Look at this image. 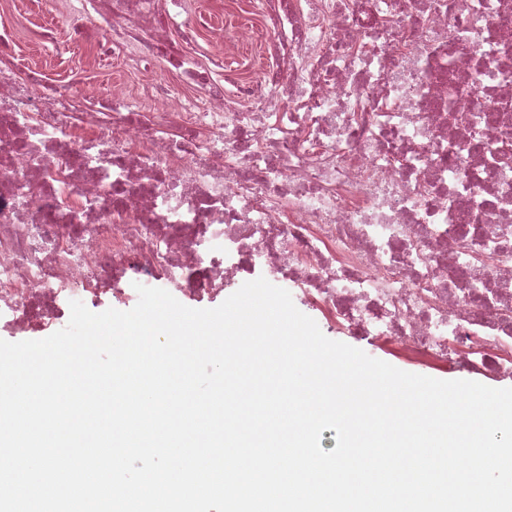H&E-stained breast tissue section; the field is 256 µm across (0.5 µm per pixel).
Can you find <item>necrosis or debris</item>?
Instances as JSON below:
<instances>
[{
  "label": "necrosis or debris",
  "mask_w": 512,
  "mask_h": 512,
  "mask_svg": "<svg viewBox=\"0 0 512 512\" xmlns=\"http://www.w3.org/2000/svg\"><path fill=\"white\" fill-rule=\"evenodd\" d=\"M82 10L139 79L0 78L1 331L261 276L408 365L512 372V0Z\"/></svg>",
  "instance_id": "4bbe7bcc"
}]
</instances>
